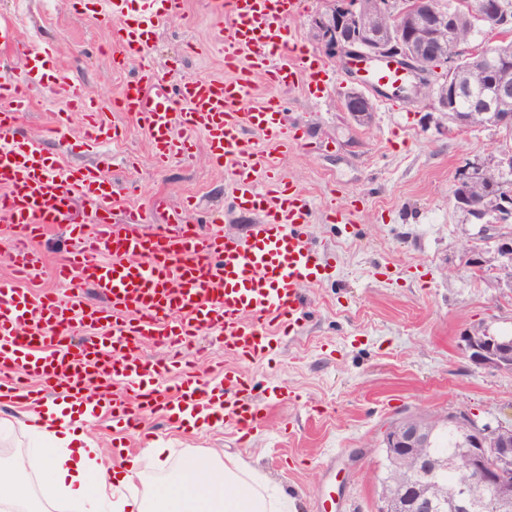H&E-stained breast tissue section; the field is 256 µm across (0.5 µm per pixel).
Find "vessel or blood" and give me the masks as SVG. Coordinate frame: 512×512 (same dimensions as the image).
Segmentation results:
<instances>
[{
	"label": "vessel or blood",
	"mask_w": 512,
	"mask_h": 512,
	"mask_svg": "<svg viewBox=\"0 0 512 512\" xmlns=\"http://www.w3.org/2000/svg\"><path fill=\"white\" fill-rule=\"evenodd\" d=\"M176 11L178 0H142L131 12L129 0H98L97 12L114 23L124 56L143 64L118 98L121 111L134 116L152 141L156 164L171 157L192 158V135L203 132L212 158L230 169L234 205L253 215L245 237L203 234L188 226L181 234L136 233L149 212L127 207L113 219L117 196L110 179L93 165L61 167L16 127L30 93L47 87L64 95L84 116V138L97 144L115 127L83 89L50 78L46 55L24 50L19 74L0 75V221L17 236L9 277L0 279V399L37 407L46 392L64 387L66 397L84 405L85 416L108 414L113 428L138 434L142 416L154 412L180 427L185 421L209 427L221 420L249 437L261 419L250 396V381L237 368L207 381L183 364L184 343L212 332L241 361L264 358L275 334L293 332L308 307L307 285L321 280L328 262L306 240L311 205L304 194L277 176L259 181L267 157L256 140L288 143L282 104L269 98L245 107L255 75L273 88L315 87L325 70L321 60L289 34L287 22L302 0H227L220 45L228 80H177L144 59L151 47L158 4ZM369 91L396 88L406 73L392 60L363 67ZM90 208L89 224L73 220L77 201ZM55 224L67 225L72 248L51 272L68 291L23 289L41 265L29 241ZM93 288L107 307L82 304ZM95 333L71 341L75 326ZM164 348L168 364L181 372L168 380V365L146 359L143 346Z\"/></svg>",
	"instance_id": "1"
}]
</instances>
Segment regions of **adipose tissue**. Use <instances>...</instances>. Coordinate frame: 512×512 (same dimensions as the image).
<instances>
[{
    "mask_svg": "<svg viewBox=\"0 0 512 512\" xmlns=\"http://www.w3.org/2000/svg\"><path fill=\"white\" fill-rule=\"evenodd\" d=\"M71 400H47L32 428V452L0 466V512H297L295 501L238 455L199 451L170 466L165 448H147L161 485L126 497L143 479L138 459L113 469L110 453L71 424ZM38 486H31V477Z\"/></svg>",
    "mask_w": 512,
    "mask_h": 512,
    "instance_id": "obj_1",
    "label": "adipose tissue"
}]
</instances>
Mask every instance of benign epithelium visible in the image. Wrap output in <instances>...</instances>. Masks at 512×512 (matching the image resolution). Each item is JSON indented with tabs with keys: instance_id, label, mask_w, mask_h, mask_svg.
Here are the masks:
<instances>
[{
	"instance_id": "benign-epithelium-1",
	"label": "benign epithelium",
	"mask_w": 512,
	"mask_h": 512,
	"mask_svg": "<svg viewBox=\"0 0 512 512\" xmlns=\"http://www.w3.org/2000/svg\"><path fill=\"white\" fill-rule=\"evenodd\" d=\"M326 8L316 14L311 29L323 51L341 64H349L357 58L392 59L409 74L407 86L398 94L415 99L431 97L439 112H452L456 93L439 86L434 73L419 59L413 50L417 36L427 39L440 33H452L456 22L454 15L441 0H378L381 9L393 19L391 36L367 32L366 18L355 8L352 0H323ZM463 8L472 17L486 20L507 12L499 0H463ZM504 33L490 42L466 49L448 44V60L445 65L453 72L460 60H465L473 72L486 82L492 83L493 94L472 96L471 105L477 112L494 111L493 99H512V85L492 80L495 59L498 57L496 42L503 40ZM346 111L361 118L373 111L372 100L361 91H353L345 101ZM487 166L476 165L464 169L455 183L453 199L460 209L481 220L495 215L499 223L512 220V189L505 186L491 196V201H475L469 194L470 185L480 181ZM504 262L498 271L505 281L512 283V237L503 236L497 246ZM462 348L475 365L512 372V342L480 328L467 329L460 336ZM440 426H448L462 433H472L467 440L465 456L469 459L472 478L459 483L461 493L455 497L452 507L456 512H471L472 491L478 490L485 497L493 512H512V486L502 479L501 467L512 461V441L499 438L505 426L478 424L473 414L464 409L444 414H407L391 421L383 430L379 447L396 456L400 453L413 455L419 448H426L433 432ZM432 502L415 493L412 481L394 484L379 496L377 512H432Z\"/></svg>"
}]
</instances>
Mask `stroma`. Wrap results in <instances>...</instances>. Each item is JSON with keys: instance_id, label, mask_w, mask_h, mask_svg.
<instances>
[{"instance_id": "1", "label": "stroma", "mask_w": 512, "mask_h": 512, "mask_svg": "<svg viewBox=\"0 0 512 512\" xmlns=\"http://www.w3.org/2000/svg\"><path fill=\"white\" fill-rule=\"evenodd\" d=\"M12 22L20 43L48 52V72L81 84L122 130L120 139L89 147L80 113L41 89L32 95L19 127L61 166L95 164L111 178L126 206L153 207L144 232L172 234L186 199L198 209L223 212L219 229L245 237L250 215L234 210L232 174L210 159L205 136L196 133L195 155L157 168L148 134L115 106L124 84L142 63L185 79L224 80L220 19L214 0H181L178 12L161 13L146 61L116 66L119 50L111 22L70 0H0V19ZM320 90L258 85L248 105L281 99L289 129L302 138L272 161L311 201L312 244L331 258L329 275L311 286V307L295 331L275 340L271 355L245 363L252 395L263 417L248 445L223 424L199 431L169 426L158 414L143 416L147 435L128 439L107 421L89 428L104 448L127 444L130 456L162 443L172 463L202 449L253 461L297 499L299 512H375L374 475L383 458L377 444L387 423L408 413L467 409L484 422L512 426V372L478 367L460 347L465 329L483 326L512 334V287L500 281L497 238L512 224L479 223L456 208L452 190L472 164L497 159L494 129L459 132L432 98L401 101L373 94L367 121L344 108L359 84L349 69L327 59ZM69 112V131L58 138L55 115ZM163 207H156V200ZM66 228L55 226L38 249L42 265L25 284L54 291L52 266L70 249ZM475 246L484 265L467 266ZM281 389L269 401L271 387Z\"/></svg>"}]
</instances>
